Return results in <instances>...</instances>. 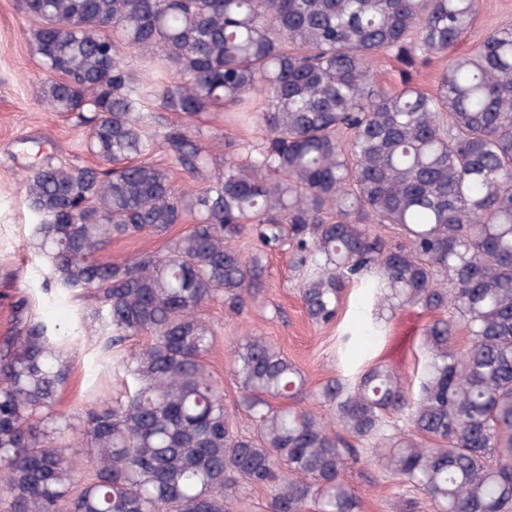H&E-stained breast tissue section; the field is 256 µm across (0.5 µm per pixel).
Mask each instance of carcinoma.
I'll list each match as a JSON object with an SVG mask.
<instances>
[{"label":"carcinoma","instance_id":"obj_1","mask_svg":"<svg viewBox=\"0 0 512 512\" xmlns=\"http://www.w3.org/2000/svg\"><path fill=\"white\" fill-rule=\"evenodd\" d=\"M50 74L40 103L92 112L96 167L48 165L25 179L45 220L33 247L55 283L81 289L118 346L134 389L80 426L53 411L72 374L44 323L17 305L0 340V512H230L241 485L262 512H361L343 480L359 449L433 512H512V25L449 61L435 91L411 70L454 52L479 0H18ZM403 63L402 88L372 72ZM160 75L144 85L125 60ZM263 99L260 141L220 166L204 133L170 128L154 158L151 97L191 118ZM203 183L187 192L174 168ZM194 227L166 256L101 262L112 239ZM393 224L386 244L371 225ZM251 235L249 255L236 239ZM291 249L301 299L331 323L349 286L369 276L379 305L435 314L417 396L386 364L317 396L323 417L276 407L307 395L299 369L250 334L234 374L253 429L241 428L204 358L200 317L237 315L260 283L261 257ZM468 344L458 347V327ZM406 417L408 429L393 418ZM379 82L388 89H400V69L402 65L394 58L383 55L373 63Z\"/></svg>","mask_w":512,"mask_h":512}]
</instances>
